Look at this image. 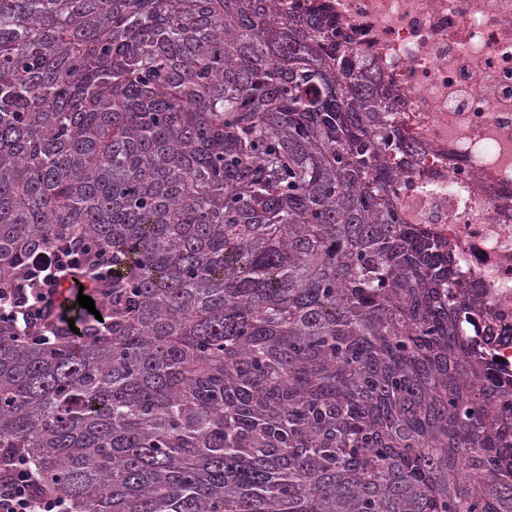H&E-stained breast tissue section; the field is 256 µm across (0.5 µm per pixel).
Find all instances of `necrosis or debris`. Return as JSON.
I'll return each mask as SVG.
<instances>
[{"label": "necrosis or debris", "instance_id": "necrosis-or-debris-1", "mask_svg": "<svg viewBox=\"0 0 512 512\" xmlns=\"http://www.w3.org/2000/svg\"><path fill=\"white\" fill-rule=\"evenodd\" d=\"M354 59L374 64L411 161L394 194L409 223L450 242L490 320L476 319L499 376L512 375V0H323Z\"/></svg>", "mask_w": 512, "mask_h": 512}]
</instances>
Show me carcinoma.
<instances>
[{
	"label": "carcinoma",
	"mask_w": 512,
	"mask_h": 512,
	"mask_svg": "<svg viewBox=\"0 0 512 512\" xmlns=\"http://www.w3.org/2000/svg\"><path fill=\"white\" fill-rule=\"evenodd\" d=\"M419 156L316 0H0V284L113 266L104 320L0 324V457L70 512H512Z\"/></svg>",
	"instance_id": "obj_1"
}]
</instances>
